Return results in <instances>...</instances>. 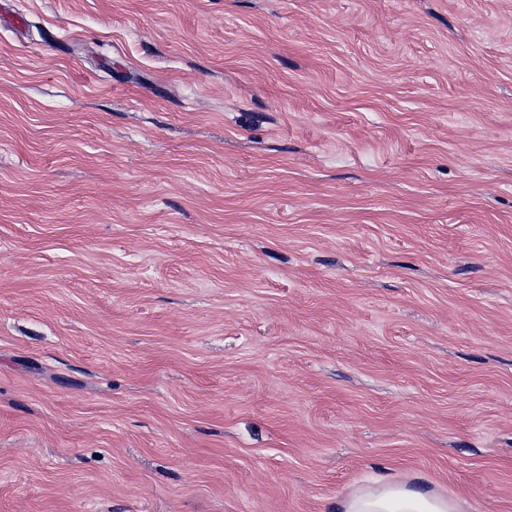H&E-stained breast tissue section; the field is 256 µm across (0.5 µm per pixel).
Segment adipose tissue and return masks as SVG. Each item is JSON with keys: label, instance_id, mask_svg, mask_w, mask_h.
Instances as JSON below:
<instances>
[{"label": "adipose tissue", "instance_id": "ef3b65f1", "mask_svg": "<svg viewBox=\"0 0 512 512\" xmlns=\"http://www.w3.org/2000/svg\"><path fill=\"white\" fill-rule=\"evenodd\" d=\"M337 512H462L456 496L443 493L417 475L381 477L356 488L336 504Z\"/></svg>", "mask_w": 512, "mask_h": 512}]
</instances>
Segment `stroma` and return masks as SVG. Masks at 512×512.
<instances>
[{
  "mask_svg": "<svg viewBox=\"0 0 512 512\" xmlns=\"http://www.w3.org/2000/svg\"><path fill=\"white\" fill-rule=\"evenodd\" d=\"M512 512V0H0V512ZM336 512H463L461 500L417 475L380 477L356 488L336 504Z\"/></svg>",
  "mask_w": 512,
  "mask_h": 512,
  "instance_id": "stroma-1",
  "label": "stroma"
}]
</instances>
